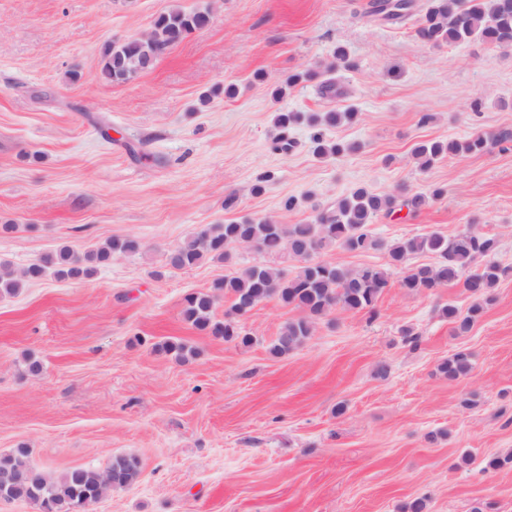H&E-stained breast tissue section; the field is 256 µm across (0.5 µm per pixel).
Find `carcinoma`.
Segmentation results:
<instances>
[{
	"label": "carcinoma",
	"instance_id": "obj_1",
	"mask_svg": "<svg viewBox=\"0 0 512 512\" xmlns=\"http://www.w3.org/2000/svg\"><path fill=\"white\" fill-rule=\"evenodd\" d=\"M387 2L371 0L370 14L390 23H401L415 16V0H399L390 10L386 8ZM208 22L209 14L203 11L175 9L161 15L151 37L104 46L102 77L112 82L133 78L152 68L169 46L206 27ZM416 33L433 45L462 44L477 38L496 47H512V0H428L424 13L417 20ZM354 117L353 112H326L308 117L301 112H280L276 116L280 134L273 140V149L292 150L294 141L288 138V129L305 119L318 126L312 136L314 153L320 157L338 156L348 147L327 141L323 129L342 120L351 121ZM510 140L512 130L487 132L477 128L459 141L419 142L413 148V155L420 169L424 170L449 154L481 153L494 143ZM444 194L445 190L440 187L434 188L428 196L411 194L405 187L396 196L380 195L358 187L333 206L320 211L309 224H276L266 220L213 224L171 249L166 256V265L180 270L195 267L208 259L228 262L233 259L236 249L246 248L269 255L286 252L299 260L300 266L292 275L272 266H246L215 285L230 302L224 311V319L214 317L218 296L203 292L185 297L183 318L226 342L248 347L253 338L243 332L239 318L254 305L275 299L302 312L299 319L283 325L270 346L273 355L283 356L304 344L311 336L315 321L330 310H373L389 287L392 275L398 272L401 274L400 286L409 291L432 295L444 287L461 288L473 298L474 303L465 313L451 304L441 308V314L454 325L456 334L464 335L471 330L483 305L493 301L492 290L512 275L511 267L493 260L498 239L468 230L452 238L433 233L386 241L371 229L382 214L390 215L398 208L415 214L429 200L439 199ZM335 246L355 253L382 250L387 263L382 267L351 270L314 259V255ZM139 247L134 238H114L82 256L62 248L56 257L28 267L25 278L39 279L50 267L60 278L88 275L94 265L115 255L134 254ZM418 253L434 254L437 262L408 265L410 256ZM471 370V355L463 350L438 365L439 374L449 380L466 377ZM139 472L138 458L124 456L113 459L104 471L74 468L52 479L31 464L27 451L19 448L0 455V499H40L47 504L48 512H83L99 499L106 486H129L138 478Z\"/></svg>",
	"mask_w": 512,
	"mask_h": 512
}]
</instances>
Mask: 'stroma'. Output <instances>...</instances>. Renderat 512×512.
<instances>
[{"instance_id": "stroma-1", "label": "stroma", "mask_w": 512, "mask_h": 512, "mask_svg": "<svg viewBox=\"0 0 512 512\" xmlns=\"http://www.w3.org/2000/svg\"><path fill=\"white\" fill-rule=\"evenodd\" d=\"M368 3L0 0V262L20 273L64 247L140 243L91 276L49 272L0 297V454L27 448L54 478L137 457L136 481L88 512H404L417 498L426 512H512V466H486L512 453V276L466 335L441 314L467 311L462 289L395 281L375 314L334 310L276 357L269 346L298 309L257 305L240 320L248 348L181 311L225 275L292 272L295 259L240 249L229 263L165 265L212 224H307L358 187L441 186L419 213L380 216L376 236L470 229L496 236V261L512 267V141L425 171L411 155L417 141L512 129V49L431 46L414 24L369 16ZM173 9L208 10L209 23L134 78H102L106 43L149 37ZM340 47L352 67L333 74ZM309 69L317 78L287 85ZM330 76L340 94L322 92ZM278 112L356 113L324 135L357 149L317 157L300 123L295 149L273 151ZM291 195L299 204L283 212ZM171 337L195 357L164 353ZM461 349L472 374L442 377L438 363Z\"/></svg>"}]
</instances>
